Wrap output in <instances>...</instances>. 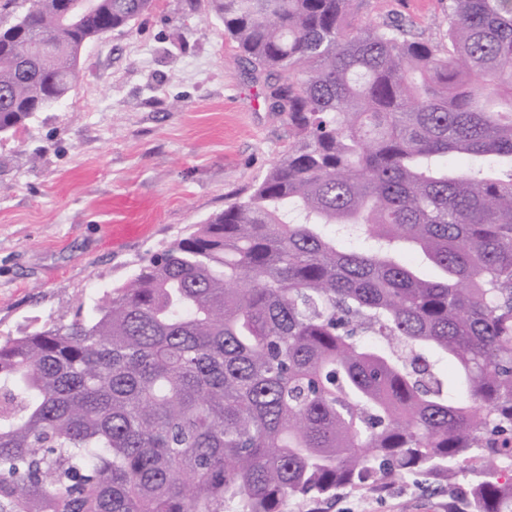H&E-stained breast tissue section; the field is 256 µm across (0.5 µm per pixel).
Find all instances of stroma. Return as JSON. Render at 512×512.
Returning a JSON list of instances; mask_svg holds the SVG:
<instances>
[{"mask_svg": "<svg viewBox=\"0 0 512 512\" xmlns=\"http://www.w3.org/2000/svg\"><path fill=\"white\" fill-rule=\"evenodd\" d=\"M447 4L358 0L352 21L399 18L438 42ZM291 140L203 0H155L91 41L67 101L0 137V339L92 317L152 254L246 198ZM116 224L145 230L116 242ZM283 512H448V489L414 475Z\"/></svg>", "mask_w": 512, "mask_h": 512, "instance_id": "stroma-1", "label": "stroma"}]
</instances>
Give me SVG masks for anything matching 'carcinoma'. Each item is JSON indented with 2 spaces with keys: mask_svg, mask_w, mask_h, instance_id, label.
Returning <instances> with one entry per match:
<instances>
[{
  "mask_svg": "<svg viewBox=\"0 0 512 512\" xmlns=\"http://www.w3.org/2000/svg\"><path fill=\"white\" fill-rule=\"evenodd\" d=\"M84 1L0 27V136L153 6ZM355 2L206 0L294 141L93 318L0 345V512H283L415 474L512 512V0H448L436 43Z\"/></svg>",
  "mask_w": 512,
  "mask_h": 512,
  "instance_id": "carcinoma-1",
  "label": "carcinoma"
}]
</instances>
